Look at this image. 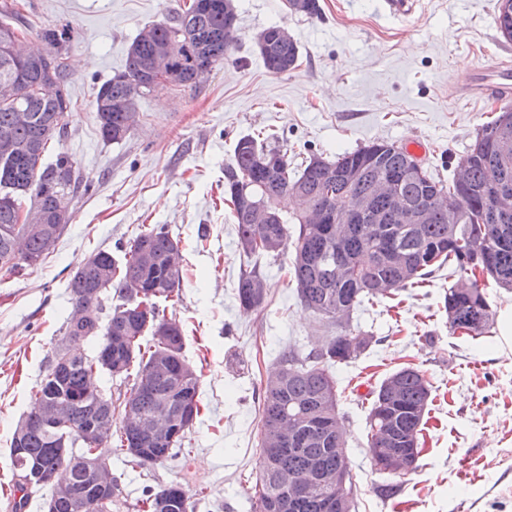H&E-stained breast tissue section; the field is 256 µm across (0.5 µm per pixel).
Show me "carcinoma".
Returning <instances> with one entry per match:
<instances>
[{"label":"carcinoma","instance_id":"1","mask_svg":"<svg viewBox=\"0 0 512 512\" xmlns=\"http://www.w3.org/2000/svg\"><path fill=\"white\" fill-rule=\"evenodd\" d=\"M16 14V0H0V42L23 34L7 22ZM495 24L501 35L512 40V0H500ZM238 33L237 14L229 4L218 12L207 0H191L187 8L172 18L144 27L132 41L125 70L104 81L94 107L103 140L119 144L129 136L126 121L136 118L137 98L156 90L152 66L157 51L173 46L177 60L172 79L178 87L200 84L199 70L214 67L227 59ZM41 36L47 46L43 54L17 62L0 49V84L16 79L26 88L19 99H0V135H7L14 152L9 161H0V181L11 186L13 201H0V271L14 275L23 269L20 260H44L55 248L70 218V204L83 186V177L69 155L60 152L52 163L43 157L49 144L62 137L72 117L66 67H52L48 60L68 54L70 37L65 30L46 27ZM256 46L269 71L280 74L295 68L298 43L283 38L279 27L259 33ZM144 84L142 93L129 96L124 78ZM512 135V107L484 124L475 142L461 160L469 171L471 193L458 216L451 217L430 203L438 193H449L448 185L429 171H410L413 156L402 147L373 141L352 152L327 160L311 154L304 167L292 172L286 154L271 146L275 135L262 138L241 136L232 162L224 169V190L233 206L238 244L247 254L277 256L288 248L290 227L296 225V239L290 260L291 278L300 303L313 314L336 326V335L319 352L301 355L284 349L278 361L279 378L269 379L262 392V429L259 471L251 497L252 512H275V505L288 497L278 479L279 471L300 472L310 464L334 467L336 445L343 440L336 433L338 389L326 364L348 363L364 353L348 351L349 337L362 336L349 324L350 313L374 298L412 287L445 266L471 279L470 295L448 288L443 309L448 330L454 325L474 323L473 331L489 322L490 306L476 272L491 277L504 288L512 287V215L490 217V203L484 190L494 180L512 185V159L502 162L490 149V140L501 131ZM68 169V178L50 192L45 184L57 170ZM399 176L397 194L427 210L421 224H402L393 215L394 201L376 199L381 221L349 225V233L336 243V204L342 197L371 192L375 183ZM304 205L290 218L278 208L284 196ZM37 206L46 216L45 230L34 231L20 218L24 204ZM266 205L274 214L262 224L256 206ZM324 210L327 221L308 224L305 214ZM343 252L351 275L336 279L332 267L336 250ZM117 258L99 251L84 260L68 282L72 313L66 323V337L98 340L93 357L70 354L65 363L49 359L46 375L34 393V406L21 423L22 436L12 435L9 457L16 477L15 492L20 497L12 509L20 512L33 494L47 487L40 474L64 471L72 496L51 493L46 512H112L116 491L94 485L88 464L100 459L97 448L81 441L82 432L96 425L112 427L115 410L112 396L95 388L94 374L132 380L124 399L122 425L111 432L116 447L138 467L162 465L182 452L183 442L199 412L200 376L187 363L183 349L185 336L176 320L167 317L166 303L179 297L184 273L179 242L163 227L140 231ZM120 302L107 308L110 290ZM266 297V282L255 272L245 273L237 285L239 303L260 309ZM152 336V343L144 337ZM368 416V448H404L422 431L431 396L430 383L413 367H403L382 381L372 392ZM57 401L63 406L62 426L54 427L40 416L43 403ZM164 403L175 407L178 421L164 436H150L139 430L137 419L149 416ZM276 422L291 430L290 450L267 447V431ZM149 512H194L192 495L180 484L148 486L141 499Z\"/></svg>","mask_w":512,"mask_h":512}]
</instances>
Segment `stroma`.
<instances>
[{
  "instance_id": "1",
  "label": "stroma",
  "mask_w": 512,
  "mask_h": 512,
  "mask_svg": "<svg viewBox=\"0 0 512 512\" xmlns=\"http://www.w3.org/2000/svg\"><path fill=\"white\" fill-rule=\"evenodd\" d=\"M31 27L24 45L42 48L44 27L70 35L69 91L76 110L61 141L88 194L40 264L0 275V512H12L15 476L10 441L31 408L47 359L65 337L71 275L97 250L119 255L141 225L165 226L179 242L184 281L167 309L185 334L184 356L200 376V414L187 434V461L146 469L104 450L119 486L117 512H141L148 486L178 483L198 493L196 512H251L261 429L260 395L284 348L320 350L333 336L326 320L303 308L288 273L289 253L249 255L238 245L224 168L237 139L276 134L298 169L309 154L333 159L373 141H420L419 157L451 181L498 102L470 99L463 77L512 58L497 30L499 0H420L405 17L382 0H320L322 15L291 12L286 0H234L238 40L228 62L194 88L163 89L136 104L137 125L119 144L104 142L93 106L99 86L125 68L133 39L165 21L186 0H20ZM276 25L300 49L294 69L267 70L255 45ZM259 271L261 309L244 310L240 277ZM447 269L354 310L351 323L375 341L357 359L330 366L355 486V512H512V355L495 353V325L476 336L449 331L442 300ZM412 367L432 386L422 452L399 494L367 447L372 390Z\"/></svg>"
}]
</instances>
